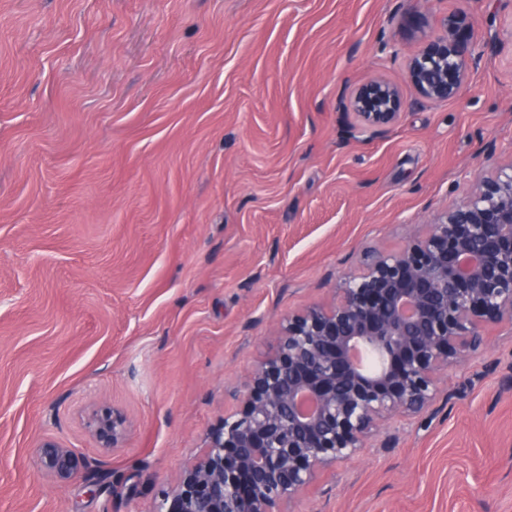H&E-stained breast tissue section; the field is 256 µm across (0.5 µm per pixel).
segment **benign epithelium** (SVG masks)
Here are the masks:
<instances>
[{"label": "benign epithelium", "mask_w": 512, "mask_h": 512, "mask_svg": "<svg viewBox=\"0 0 512 512\" xmlns=\"http://www.w3.org/2000/svg\"><path fill=\"white\" fill-rule=\"evenodd\" d=\"M444 26L407 64L429 101L457 98L477 61L467 18L449 16ZM341 106L353 128L379 134L399 123L407 101L376 77ZM493 327L512 331V163L481 178L426 236L373 249L330 300L286 315L277 347L233 393L236 409L208 431L203 455L162 492L159 512H284L321 470L364 447L384 414L426 409L440 372L465 361ZM361 348L379 355V369L354 361ZM90 428L98 447L115 449L126 419L101 408ZM36 455L57 484L81 466L52 437Z\"/></svg>", "instance_id": "1"}]
</instances>
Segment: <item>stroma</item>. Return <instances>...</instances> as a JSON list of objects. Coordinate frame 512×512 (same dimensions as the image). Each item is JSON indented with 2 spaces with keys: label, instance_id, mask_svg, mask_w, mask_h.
Instances as JSON below:
<instances>
[{
  "label": "stroma",
  "instance_id": "35a3bbf8",
  "mask_svg": "<svg viewBox=\"0 0 512 512\" xmlns=\"http://www.w3.org/2000/svg\"><path fill=\"white\" fill-rule=\"evenodd\" d=\"M459 12L479 58L420 99L407 59ZM378 76L408 106L372 137L339 102ZM510 162L497 0H0V512H157L286 314ZM510 378L491 330L291 512H512ZM46 437L71 482L39 473ZM90 428L99 448H122L126 434V419L119 410L109 407L95 410ZM40 472L57 484H66L78 473L80 459L72 448H66L55 438H43L36 450Z\"/></svg>",
  "mask_w": 512,
  "mask_h": 512
}]
</instances>
